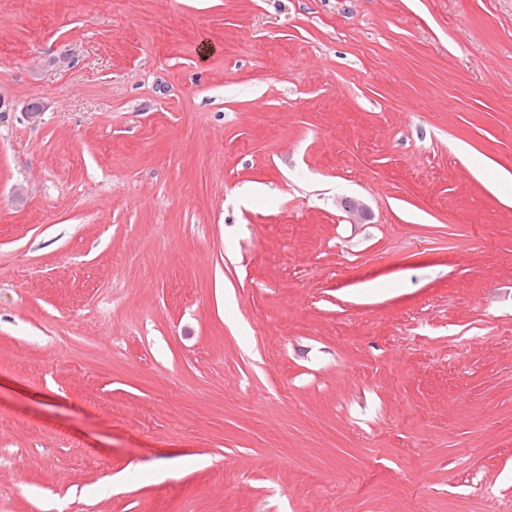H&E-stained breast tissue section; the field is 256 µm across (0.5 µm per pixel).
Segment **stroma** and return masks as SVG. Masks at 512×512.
Listing matches in <instances>:
<instances>
[{
  "label": "stroma",
  "mask_w": 512,
  "mask_h": 512,
  "mask_svg": "<svg viewBox=\"0 0 512 512\" xmlns=\"http://www.w3.org/2000/svg\"><path fill=\"white\" fill-rule=\"evenodd\" d=\"M507 175L512 0H0V512H512Z\"/></svg>",
  "instance_id": "1"
}]
</instances>
